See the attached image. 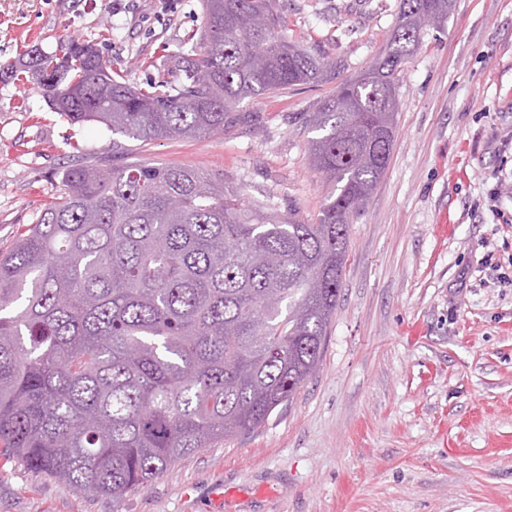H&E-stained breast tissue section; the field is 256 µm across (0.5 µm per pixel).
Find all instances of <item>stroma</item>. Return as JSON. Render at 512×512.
I'll return each mask as SVG.
<instances>
[{"instance_id":"35a3bbf8","label":"stroma","mask_w":512,"mask_h":512,"mask_svg":"<svg viewBox=\"0 0 512 512\" xmlns=\"http://www.w3.org/2000/svg\"><path fill=\"white\" fill-rule=\"evenodd\" d=\"M287 32L371 64L399 0H283ZM202 0H0V252L61 193V173L111 155L96 122L53 112L20 55L95 44L131 85L169 76ZM335 88L244 101L208 137L129 143V160L226 173L316 217L309 112ZM388 169L349 226L339 305L316 375L253 434L175 461L119 500L0 460V512H512V0H455L400 75ZM233 498L216 507L215 482Z\"/></svg>"}]
</instances>
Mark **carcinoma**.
Listing matches in <instances>:
<instances>
[{"mask_svg": "<svg viewBox=\"0 0 512 512\" xmlns=\"http://www.w3.org/2000/svg\"><path fill=\"white\" fill-rule=\"evenodd\" d=\"M171 78L112 76L97 48L19 60L72 123L133 141L222 133L247 99L334 79L288 39L277 0H203ZM453 0H400L377 59L312 113L309 162L329 184L313 220L249 203L222 173L71 165L63 189L0 255V457L119 499L199 448L260 428L319 369L348 228L391 157L402 32Z\"/></svg>", "mask_w": 512, "mask_h": 512, "instance_id": "obj_1", "label": "carcinoma"}]
</instances>
